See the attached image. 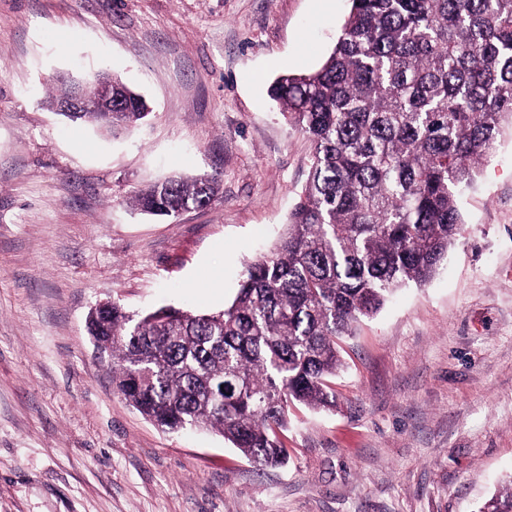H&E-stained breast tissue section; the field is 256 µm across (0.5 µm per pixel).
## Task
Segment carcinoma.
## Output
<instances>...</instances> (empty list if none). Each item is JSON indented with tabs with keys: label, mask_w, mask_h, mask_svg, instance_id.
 <instances>
[{
	"label": "carcinoma",
	"mask_w": 512,
	"mask_h": 512,
	"mask_svg": "<svg viewBox=\"0 0 512 512\" xmlns=\"http://www.w3.org/2000/svg\"><path fill=\"white\" fill-rule=\"evenodd\" d=\"M271 95L311 143L288 231L250 263L218 313L162 307L137 319L116 302L89 313L112 382L157 426L210 427L261 466L284 462L288 408L336 407L337 340L400 287L429 281L462 236L457 205L512 117V0H351L317 70ZM116 112H74L114 129L149 115L112 79ZM218 175L170 179L134 206L177 217L207 205ZM479 512H512V476Z\"/></svg>",
	"instance_id": "1"
}]
</instances>
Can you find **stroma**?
I'll return each instance as SVG.
<instances>
[{
  "mask_svg": "<svg viewBox=\"0 0 512 512\" xmlns=\"http://www.w3.org/2000/svg\"><path fill=\"white\" fill-rule=\"evenodd\" d=\"M349 0H0V512H478L512 474V123L435 276L340 342L334 410L291 408L287 460L164 432L114 389L96 304L222 310L308 175L269 96L317 69ZM143 94L129 131L75 125L52 79ZM220 172L214 199L150 217L133 195Z\"/></svg>",
  "mask_w": 512,
  "mask_h": 512,
  "instance_id": "stroma-1",
  "label": "stroma"
}]
</instances>
